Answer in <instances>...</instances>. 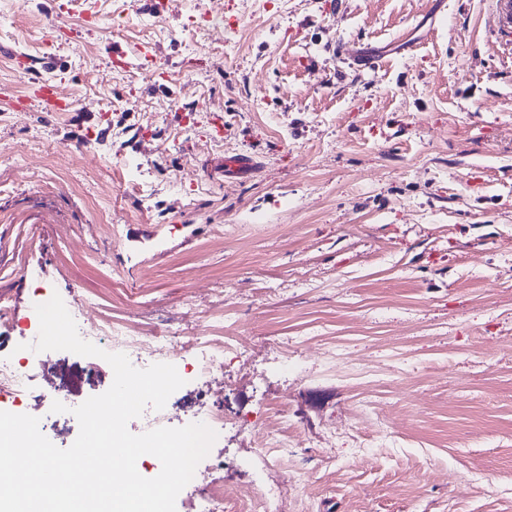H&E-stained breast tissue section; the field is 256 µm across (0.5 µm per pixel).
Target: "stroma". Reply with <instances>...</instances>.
I'll return each instance as SVG.
<instances>
[{
	"label": "stroma",
	"instance_id": "stroma-1",
	"mask_svg": "<svg viewBox=\"0 0 512 512\" xmlns=\"http://www.w3.org/2000/svg\"><path fill=\"white\" fill-rule=\"evenodd\" d=\"M83 2L0 0L17 31L0 36V295L26 324L39 296L79 288L89 322L231 336L221 392L193 372V350L170 359L185 384L164 426L224 411L176 512H203L196 488L218 479L260 512H512L504 0H94L93 23ZM121 11L157 17L154 60L207 75L223 147L182 141L195 99L181 81L113 80L115 49L141 55ZM203 11L233 47L219 59L200 44L189 67L184 40ZM54 23L67 31L54 46L17 38ZM383 47L380 66L352 67L349 53ZM46 57L74 108L16 110ZM239 154L253 168L225 172ZM136 169L157 188L151 211L127 193L99 213ZM40 375L0 410L39 417L67 448L79 423L53 401L80 405L113 372L50 351ZM274 424L283 469L265 461Z\"/></svg>",
	"mask_w": 512,
	"mask_h": 512
}]
</instances>
